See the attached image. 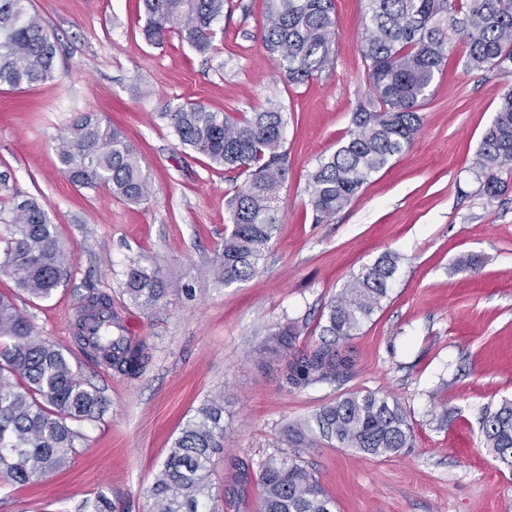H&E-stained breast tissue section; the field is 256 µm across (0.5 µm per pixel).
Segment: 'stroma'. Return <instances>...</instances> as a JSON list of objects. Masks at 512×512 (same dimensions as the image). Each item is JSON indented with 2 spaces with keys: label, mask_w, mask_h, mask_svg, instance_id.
<instances>
[{
  "label": "stroma",
  "mask_w": 512,
  "mask_h": 512,
  "mask_svg": "<svg viewBox=\"0 0 512 512\" xmlns=\"http://www.w3.org/2000/svg\"><path fill=\"white\" fill-rule=\"evenodd\" d=\"M59 42L54 75L29 88L0 86V207L18 192L44 202L71 256L46 299L18 298L39 336L106 399L69 464L38 481L0 484V512H81L105 491L116 512H149L148 490L197 407L224 399V448L213 493L224 512H258L257 462L288 451L287 426L352 392L396 398L412 418V445L391 457L315 442L297 454L335 512H512V472L484 446L479 413L512 400V190L479 197L473 172L485 129L507 87L497 71L449 60L411 147L374 174L325 224L307 205L308 178L332 154L371 89L362 57V0H335L332 73L297 88L263 47V0H225L223 37L197 54L170 32L146 42L138 0H32ZM285 106L288 179L262 272L224 286L210 266L231 223L228 173L183 148L159 114L200 103L215 112ZM94 111L139 150L154 186L130 203L106 188L71 184L56 140ZM398 276L349 343L352 375L302 390L262 354L269 331L299 322L319 337L321 312L350 276L382 253ZM477 273L459 270L462 258ZM153 271L168 291L149 310L131 304L126 273ZM112 297L129 336L152 361L138 378L83 358L73 323L89 291Z\"/></svg>",
  "instance_id": "1"
}]
</instances>
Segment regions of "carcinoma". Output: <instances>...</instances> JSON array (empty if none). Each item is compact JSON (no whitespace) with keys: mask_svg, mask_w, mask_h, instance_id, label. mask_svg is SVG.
<instances>
[{"mask_svg":"<svg viewBox=\"0 0 512 512\" xmlns=\"http://www.w3.org/2000/svg\"><path fill=\"white\" fill-rule=\"evenodd\" d=\"M145 39L162 45L172 26L197 53L213 47L224 0H142ZM363 58L373 92L352 114L354 130L309 175L307 203L315 223L346 208L373 174L410 147L422 124L431 88L458 48L470 70L512 76V0H365ZM338 28L334 0H265L262 44L297 88L333 70ZM57 46L31 0H0V86L18 89L53 77ZM181 145L244 177L228 200L225 231L210 272L229 285L262 270L277 224L279 193L288 176L280 103L259 112H212L201 104L160 113ZM61 171L76 186H104L138 203L153 184L129 140L93 112L59 138ZM478 195L491 201L512 188V85L503 93L475 159ZM0 249V271L19 293L49 297L67 276L70 258L44 205L14 197ZM401 257L385 253L352 275L326 304L318 340L300 346L301 331L287 323L269 334L263 354L284 363L291 389L347 380L354 360L348 342L389 296ZM158 277L143 268L127 272L126 294L150 309L165 295ZM16 295L0 293V476L26 484L65 466L84 435L73 423L103 413L101 392L80 379L54 344L35 333ZM84 358L135 379L152 360L149 348L124 334L112 296L91 292L73 323ZM486 447L512 470V401L482 410ZM291 443L307 448L316 439L370 457L397 454L412 445L413 426L397 400L351 393L289 429ZM224 447V400L197 408L175 439L149 490L150 512H220L210 494L212 455ZM261 512H333L334 503L296 457L270 455L259 463ZM82 512H114L103 491L81 504Z\"/></svg>","mask_w":512,"mask_h":512,"instance_id":"1","label":"carcinoma"}]
</instances>
